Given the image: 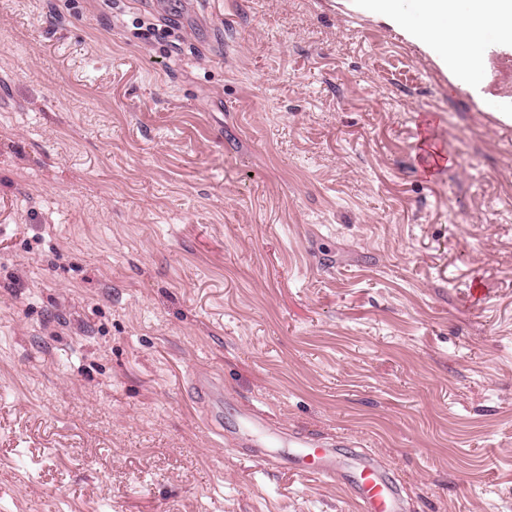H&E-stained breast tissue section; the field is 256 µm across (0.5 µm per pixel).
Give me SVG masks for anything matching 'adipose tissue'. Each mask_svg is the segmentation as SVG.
<instances>
[{
    "label": "adipose tissue",
    "mask_w": 512,
    "mask_h": 512,
    "mask_svg": "<svg viewBox=\"0 0 512 512\" xmlns=\"http://www.w3.org/2000/svg\"><path fill=\"white\" fill-rule=\"evenodd\" d=\"M365 7L464 87L483 81L487 43L512 45V0H365Z\"/></svg>",
    "instance_id": "1"
}]
</instances>
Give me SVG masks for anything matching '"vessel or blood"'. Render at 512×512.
Returning a JSON list of instances; mask_svg holds the SVG:
<instances>
[{
    "instance_id": "1",
    "label": "vessel or blood",
    "mask_w": 512,
    "mask_h": 512,
    "mask_svg": "<svg viewBox=\"0 0 512 512\" xmlns=\"http://www.w3.org/2000/svg\"><path fill=\"white\" fill-rule=\"evenodd\" d=\"M262 458L268 464L283 465L301 475L326 481L346 479L355 491L361 512H401L398 490L372 453L347 456L335 445L297 437L291 451L266 452Z\"/></svg>"
}]
</instances>
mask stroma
<instances>
[{
  "instance_id": "1",
  "label": "stroma",
  "mask_w": 512,
  "mask_h": 512,
  "mask_svg": "<svg viewBox=\"0 0 512 512\" xmlns=\"http://www.w3.org/2000/svg\"><path fill=\"white\" fill-rule=\"evenodd\" d=\"M249 411L512 512V123L349 0H0V512H358Z\"/></svg>"
}]
</instances>
